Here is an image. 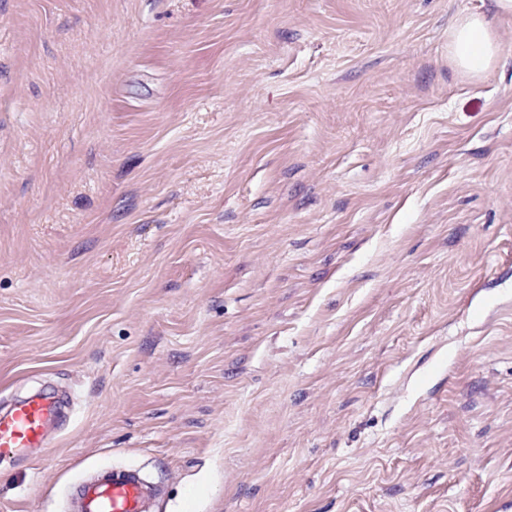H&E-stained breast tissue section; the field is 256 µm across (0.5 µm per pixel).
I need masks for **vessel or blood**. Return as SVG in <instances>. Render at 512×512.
Here are the masks:
<instances>
[{"mask_svg": "<svg viewBox=\"0 0 512 512\" xmlns=\"http://www.w3.org/2000/svg\"><path fill=\"white\" fill-rule=\"evenodd\" d=\"M60 403L39 393L17 400L0 412V461L15 459L31 448L45 447L48 427ZM159 487L141 471L103 468L70 492L73 512H152Z\"/></svg>", "mask_w": 512, "mask_h": 512, "instance_id": "b4317fda", "label": "vessel or blood"}]
</instances>
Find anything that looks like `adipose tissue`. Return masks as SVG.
<instances>
[{
    "mask_svg": "<svg viewBox=\"0 0 512 512\" xmlns=\"http://www.w3.org/2000/svg\"><path fill=\"white\" fill-rule=\"evenodd\" d=\"M498 52L492 25L479 13L463 17L448 42V53L454 64L473 78L481 77L492 67Z\"/></svg>",
    "mask_w": 512,
    "mask_h": 512,
    "instance_id": "ef3b65f1",
    "label": "adipose tissue"
}]
</instances>
